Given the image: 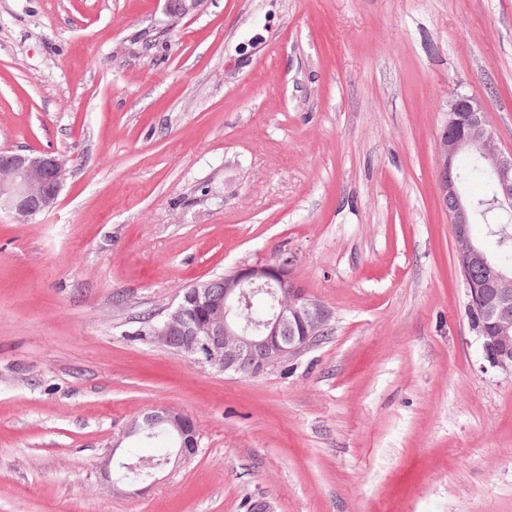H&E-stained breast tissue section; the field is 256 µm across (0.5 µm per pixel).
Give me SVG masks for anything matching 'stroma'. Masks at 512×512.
<instances>
[{"label": "stroma", "mask_w": 512, "mask_h": 512, "mask_svg": "<svg viewBox=\"0 0 512 512\" xmlns=\"http://www.w3.org/2000/svg\"><path fill=\"white\" fill-rule=\"evenodd\" d=\"M452 90L512 151V0H0V149L65 161L52 209L0 212V512H512V376L437 196ZM281 255L331 312L300 354L146 337ZM157 407L198 454L112 486ZM159 428L170 433L177 440L179 448L175 447L164 430L156 431L150 440L163 447L171 444L170 448H176L177 461L188 459L196 454L201 440L199 425L192 417L167 408H159L144 414L141 419H134L128 427L126 436L148 438Z\"/></svg>", "instance_id": "35a3bbf8"}]
</instances>
